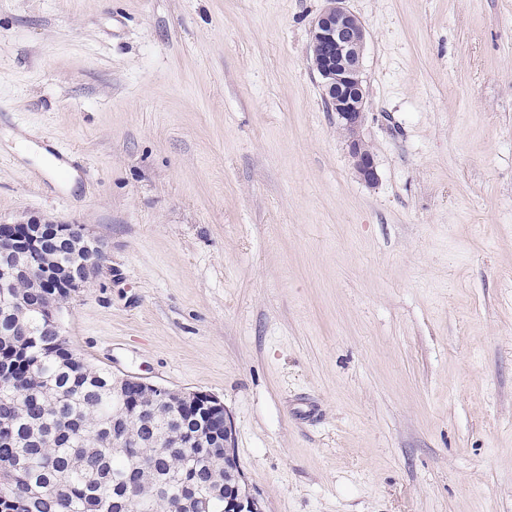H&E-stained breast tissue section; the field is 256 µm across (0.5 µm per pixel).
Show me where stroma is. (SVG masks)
Returning <instances> with one entry per match:
<instances>
[{
	"label": "stroma",
	"mask_w": 512,
	"mask_h": 512,
	"mask_svg": "<svg viewBox=\"0 0 512 512\" xmlns=\"http://www.w3.org/2000/svg\"><path fill=\"white\" fill-rule=\"evenodd\" d=\"M324 5L0 0V222L89 226L63 340L223 402L265 512H512V0H346L373 185ZM325 2L310 28L311 66L321 79L325 102L335 112L337 131L358 177L373 185L378 181L375 157L362 136L368 97L362 68L367 31L343 6L345 0Z\"/></svg>",
	"instance_id": "35a3bbf8"
}]
</instances>
